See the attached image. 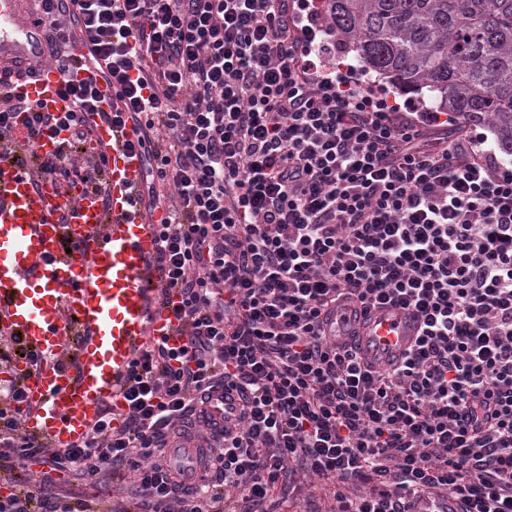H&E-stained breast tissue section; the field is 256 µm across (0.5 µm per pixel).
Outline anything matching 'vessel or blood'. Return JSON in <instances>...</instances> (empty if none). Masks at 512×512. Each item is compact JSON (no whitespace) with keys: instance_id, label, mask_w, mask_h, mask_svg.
<instances>
[{"instance_id":"b4317fda","label":"vessel or blood","mask_w":512,"mask_h":512,"mask_svg":"<svg viewBox=\"0 0 512 512\" xmlns=\"http://www.w3.org/2000/svg\"><path fill=\"white\" fill-rule=\"evenodd\" d=\"M44 30L25 18L22 0H0V83L46 112H71L61 75L49 60ZM95 149L107 151L109 203L82 189L70 196L0 158V332L21 337L46 355L39 367L13 366L30 410L29 433L64 450L85 441L104 407L121 408L132 362L148 339L184 346L176 321L157 299L150 260L155 234L131 195L139 170L133 125L111 126L98 115ZM420 327L414 312L372 308L354 338L366 357L385 365L405 350ZM240 404L238 392L216 389L198 426L224 427ZM413 512H463L461 502L414 496Z\"/></svg>"}]
</instances>
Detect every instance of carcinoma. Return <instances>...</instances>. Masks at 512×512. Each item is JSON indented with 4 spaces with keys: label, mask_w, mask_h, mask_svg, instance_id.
Wrapping results in <instances>:
<instances>
[{
    "label": "carcinoma",
    "mask_w": 512,
    "mask_h": 512,
    "mask_svg": "<svg viewBox=\"0 0 512 512\" xmlns=\"http://www.w3.org/2000/svg\"><path fill=\"white\" fill-rule=\"evenodd\" d=\"M336 41L402 94L485 120L512 155V0H327Z\"/></svg>",
    "instance_id": "1"
}]
</instances>
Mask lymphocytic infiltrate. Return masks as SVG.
I'll use <instances>...</instances> for the list:
<instances>
[{"label":"lymphocytic infiltrate","mask_w":512,"mask_h":512,"mask_svg":"<svg viewBox=\"0 0 512 512\" xmlns=\"http://www.w3.org/2000/svg\"><path fill=\"white\" fill-rule=\"evenodd\" d=\"M40 2L79 108L43 112L1 83L0 156L105 202L107 153L76 152L94 135L84 115L133 123L132 193L159 214L152 263L188 343L144 345L124 410L65 450L25 431L23 391L0 380V512H257L290 460L336 484L335 512H407L405 495L433 489L512 512V168L479 135L431 138L447 113L407 115L344 62L322 0ZM58 129L57 152L35 155ZM345 300L413 309L421 334L376 366L325 326ZM219 384L239 415L186 495L164 447ZM33 464L49 475L22 477ZM108 472L132 475L133 496L54 480Z\"/></svg>","instance_id":"lymphocytic-infiltrate-1"}]
</instances>
